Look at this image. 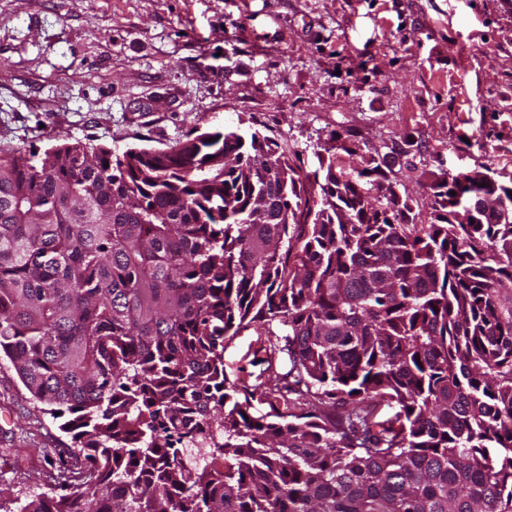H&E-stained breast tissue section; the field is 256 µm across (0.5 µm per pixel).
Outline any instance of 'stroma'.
Returning <instances> with one entry per match:
<instances>
[{"label": "stroma", "mask_w": 512, "mask_h": 512, "mask_svg": "<svg viewBox=\"0 0 512 512\" xmlns=\"http://www.w3.org/2000/svg\"><path fill=\"white\" fill-rule=\"evenodd\" d=\"M260 131L311 171L331 133L434 177H512V0H0V153L81 141L163 149ZM281 337L224 344L229 381L285 372ZM70 434L0 357V504L50 493Z\"/></svg>", "instance_id": "35a3bbf8"}]
</instances>
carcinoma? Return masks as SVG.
<instances>
[{"instance_id": "cac0c4a2", "label": "carcinoma", "mask_w": 512, "mask_h": 512, "mask_svg": "<svg viewBox=\"0 0 512 512\" xmlns=\"http://www.w3.org/2000/svg\"><path fill=\"white\" fill-rule=\"evenodd\" d=\"M340 160L312 192L258 131L0 155V352L77 466L17 512H512V178H434L421 224L388 156ZM258 324L256 415L224 342ZM281 337L270 336L267 330L250 326L224 344L226 377L230 382L242 379L253 386L252 388L256 387L254 397L250 399L253 413L269 410L264 401L266 384L276 373H284L287 370L283 354L273 353L274 346L284 344Z\"/></svg>"}]
</instances>
